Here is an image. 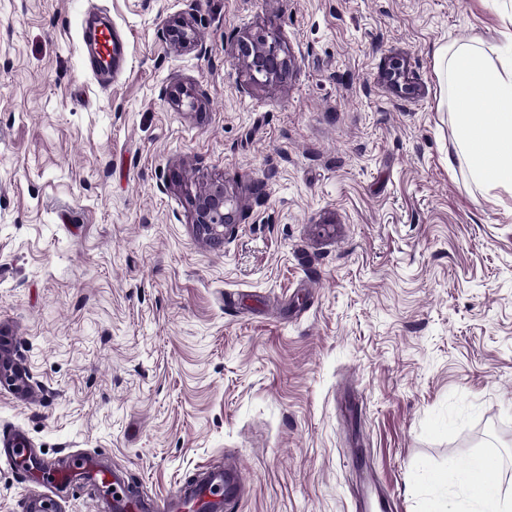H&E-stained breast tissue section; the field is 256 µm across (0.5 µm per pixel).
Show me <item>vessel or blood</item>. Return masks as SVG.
Listing matches in <instances>:
<instances>
[{
    "label": "vessel or blood",
    "instance_id": "vessel-or-blood-1",
    "mask_svg": "<svg viewBox=\"0 0 512 512\" xmlns=\"http://www.w3.org/2000/svg\"><path fill=\"white\" fill-rule=\"evenodd\" d=\"M115 37L108 24L86 29L83 41L88 48V68L97 75L110 73L116 60L112 54ZM92 479L101 494L111 500L115 512H233L248 490L236 463L208 466L202 480L181 486L164 501L134 496L122 473L105 467L95 457L70 455L65 469H44L41 479L63 485L71 477Z\"/></svg>",
    "mask_w": 512,
    "mask_h": 512
}]
</instances>
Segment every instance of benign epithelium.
Returning a JSON list of instances; mask_svg holds the SVG:
<instances>
[{
  "label": "benign epithelium",
  "instance_id": "1",
  "mask_svg": "<svg viewBox=\"0 0 512 512\" xmlns=\"http://www.w3.org/2000/svg\"><path fill=\"white\" fill-rule=\"evenodd\" d=\"M165 39L176 52L198 47L194 15L186 13L172 19L166 27ZM236 60L249 74L255 85H276L288 76L292 62L281 44L268 39L261 32L249 33L236 42ZM387 78L397 92L409 94L413 86L405 79L404 65L398 60L392 62ZM168 98L176 108L199 106V96L191 85L178 83L168 91ZM192 203V224L196 233L209 241L222 242L232 234L238 224L239 204L224 185V179H209L191 185L184 184ZM0 383L17 391L28 386L25 370L8 356L0 353Z\"/></svg>",
  "mask_w": 512,
  "mask_h": 512
}]
</instances>
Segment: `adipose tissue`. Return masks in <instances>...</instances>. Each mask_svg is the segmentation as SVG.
<instances>
[{
  "label": "adipose tissue",
  "instance_id": "ef3b65f1",
  "mask_svg": "<svg viewBox=\"0 0 512 512\" xmlns=\"http://www.w3.org/2000/svg\"><path fill=\"white\" fill-rule=\"evenodd\" d=\"M454 128V157L484 192L512 194V53L493 56L477 38L433 49ZM455 477L474 503L473 512H512V497L482 486L467 468Z\"/></svg>",
  "mask_w": 512,
  "mask_h": 512
}]
</instances>
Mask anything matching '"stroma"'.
<instances>
[{
    "mask_svg": "<svg viewBox=\"0 0 512 512\" xmlns=\"http://www.w3.org/2000/svg\"><path fill=\"white\" fill-rule=\"evenodd\" d=\"M84 10L122 45L106 86ZM190 11L201 47L174 51ZM259 30L283 83L233 55ZM474 37L512 46V0H0V350L29 374L0 385V512H110L20 473L16 436L156 499L235 459L238 512H353L358 449L400 512H460L425 475L477 455L512 495V195L449 167L432 57ZM180 82L197 110L170 103ZM177 169L237 198L223 243ZM236 60L249 74L254 85H276L288 76L292 62L281 44L262 32L237 39Z\"/></svg>",
    "mask_w": 512,
    "mask_h": 512,
    "instance_id": "stroma-1",
    "label": "stroma"
}]
</instances>
